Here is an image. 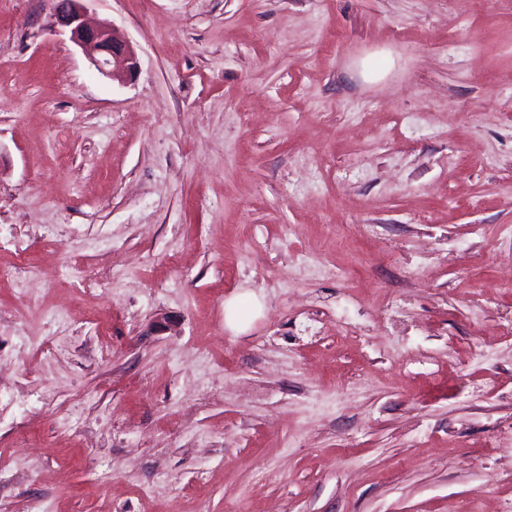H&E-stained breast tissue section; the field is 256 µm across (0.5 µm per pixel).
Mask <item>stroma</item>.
<instances>
[{
    "instance_id": "1",
    "label": "stroma",
    "mask_w": 512,
    "mask_h": 512,
    "mask_svg": "<svg viewBox=\"0 0 512 512\" xmlns=\"http://www.w3.org/2000/svg\"><path fill=\"white\" fill-rule=\"evenodd\" d=\"M58 2L0 0V512H512V0H87L124 82ZM86 1L66 2L53 15L52 25L66 33L69 40L103 76L118 81L132 77L137 62L129 44L113 25L106 22L89 23L83 4Z\"/></svg>"
}]
</instances>
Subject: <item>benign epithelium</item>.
<instances>
[{"label": "benign epithelium", "mask_w": 512, "mask_h": 512, "mask_svg": "<svg viewBox=\"0 0 512 512\" xmlns=\"http://www.w3.org/2000/svg\"><path fill=\"white\" fill-rule=\"evenodd\" d=\"M84 2L68 0L53 15L52 25L66 33L69 40L103 76L122 81L133 75L137 62L129 44L110 24L89 23Z\"/></svg>", "instance_id": "1"}]
</instances>
